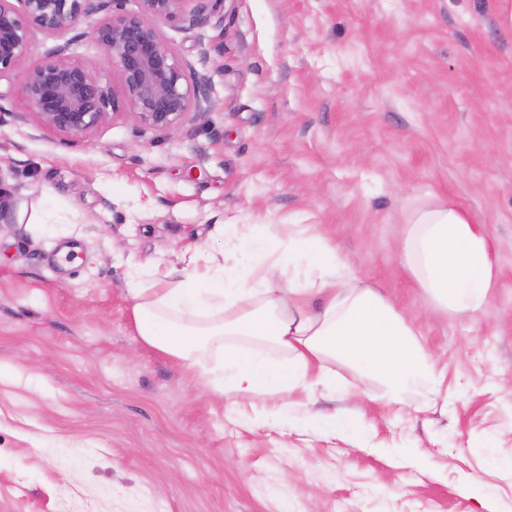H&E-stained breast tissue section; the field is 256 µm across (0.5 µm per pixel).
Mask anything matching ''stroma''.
<instances>
[{"label":"stroma","instance_id":"obj_1","mask_svg":"<svg viewBox=\"0 0 512 512\" xmlns=\"http://www.w3.org/2000/svg\"><path fill=\"white\" fill-rule=\"evenodd\" d=\"M499 0H227L162 31L210 109L66 137L0 78V197L76 206L62 237L0 224V512H512V29ZM482 221L497 285L431 312L399 260L430 198ZM221 224H316L419 318L447 404L380 408L376 377L314 408L356 434L251 431L137 336L131 265L179 270Z\"/></svg>","mask_w":512,"mask_h":512}]
</instances>
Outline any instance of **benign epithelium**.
Masks as SVG:
<instances>
[{"instance_id": "benign-epithelium-1", "label": "benign epithelium", "mask_w": 512, "mask_h": 512, "mask_svg": "<svg viewBox=\"0 0 512 512\" xmlns=\"http://www.w3.org/2000/svg\"><path fill=\"white\" fill-rule=\"evenodd\" d=\"M124 0H0V73L20 67L40 32L59 38L88 22L84 35L101 48L112 79L67 53V46L22 71L29 110L15 113L21 122L35 117L56 133L86 137L127 114L159 132L177 128L191 112L209 104L210 77L190 84L185 64L165 38L160 24H195L223 0H138L135 12Z\"/></svg>"}]
</instances>
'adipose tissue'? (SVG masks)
Here are the masks:
<instances>
[{
    "instance_id": "1",
    "label": "adipose tissue",
    "mask_w": 512,
    "mask_h": 512,
    "mask_svg": "<svg viewBox=\"0 0 512 512\" xmlns=\"http://www.w3.org/2000/svg\"><path fill=\"white\" fill-rule=\"evenodd\" d=\"M400 243L404 267L435 308L480 311L496 284L489 239L471 214L436 200L413 210ZM219 249L181 256L180 275L145 280L133 267L127 291L136 332L224 395L232 409L262 398L255 421L273 425L297 397L336 387L329 360L379 378L382 406L414 386L441 396L436 361L415 319L340 259L314 224H226ZM224 351L207 365L202 351Z\"/></svg>"
}]
</instances>
